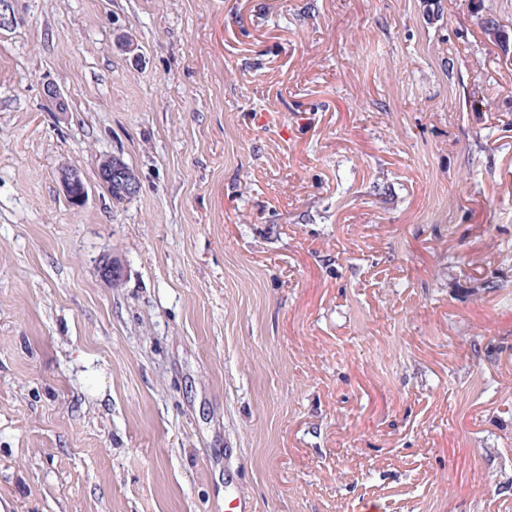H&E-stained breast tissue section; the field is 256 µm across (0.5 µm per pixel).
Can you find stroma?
<instances>
[{"instance_id":"35a3bbf8","label":"stroma","mask_w":512,"mask_h":512,"mask_svg":"<svg viewBox=\"0 0 512 512\" xmlns=\"http://www.w3.org/2000/svg\"><path fill=\"white\" fill-rule=\"evenodd\" d=\"M11 9L0 512H512V0ZM124 164L129 166L122 162V160H115L112 156H108L102 160L98 167L100 184L112 199L118 203L131 199L135 194L130 197H124V195L120 194L117 190L112 189L113 186L122 187V192L126 194H133L136 190V186L138 189V184H136L134 177V170L129 166L134 172L132 173L130 168L126 167ZM61 182L69 201L75 205H81L86 197L87 189L81 176L72 170H65L61 174Z\"/></svg>"}]
</instances>
